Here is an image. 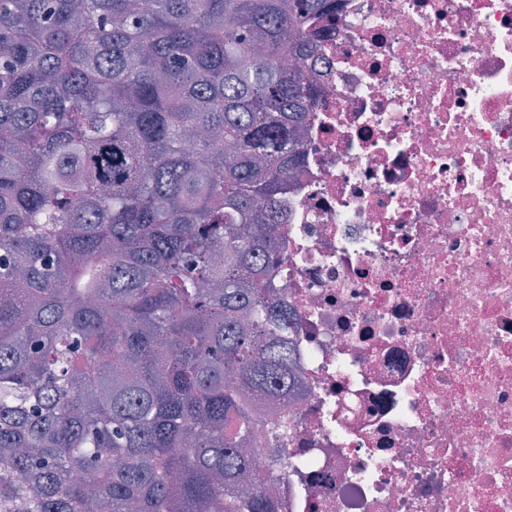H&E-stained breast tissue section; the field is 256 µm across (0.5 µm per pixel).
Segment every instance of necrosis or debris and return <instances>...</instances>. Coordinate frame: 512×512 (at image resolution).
I'll use <instances>...</instances> for the list:
<instances>
[{"label":"necrosis or debris","instance_id":"1","mask_svg":"<svg viewBox=\"0 0 512 512\" xmlns=\"http://www.w3.org/2000/svg\"><path fill=\"white\" fill-rule=\"evenodd\" d=\"M278 192L276 512H512V0H333ZM282 420L286 430L270 422Z\"/></svg>","mask_w":512,"mask_h":512}]
</instances>
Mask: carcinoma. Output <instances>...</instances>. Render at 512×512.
I'll return each mask as SVG.
<instances>
[{
	"label": "carcinoma",
	"instance_id": "obj_1",
	"mask_svg": "<svg viewBox=\"0 0 512 512\" xmlns=\"http://www.w3.org/2000/svg\"><path fill=\"white\" fill-rule=\"evenodd\" d=\"M328 0H0V512H275L277 193ZM18 470L27 479L14 478Z\"/></svg>",
	"mask_w": 512,
	"mask_h": 512
}]
</instances>
